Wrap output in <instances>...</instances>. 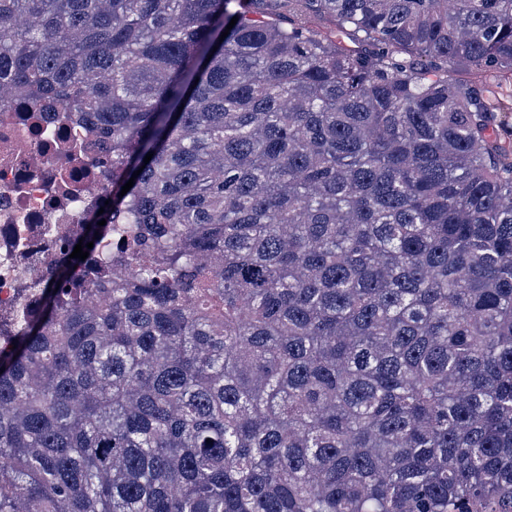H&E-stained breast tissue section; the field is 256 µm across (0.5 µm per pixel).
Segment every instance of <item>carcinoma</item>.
Instances as JSON below:
<instances>
[{"label":"carcinoma","instance_id":"carcinoma-1","mask_svg":"<svg viewBox=\"0 0 512 512\" xmlns=\"http://www.w3.org/2000/svg\"><path fill=\"white\" fill-rule=\"evenodd\" d=\"M231 2L0 0L120 215L0 350V512H512V0ZM278 2H267L264 4H255L256 9L263 11L266 14L264 19L270 22L278 23L283 27H288V16L290 19H295L304 22L309 27L317 28L321 31H330L334 29V22L327 16H314L301 14L300 12L291 10L288 12V3L284 0H277ZM281 1V2H279Z\"/></svg>","mask_w":512,"mask_h":512}]
</instances>
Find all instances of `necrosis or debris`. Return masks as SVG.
<instances>
[{"instance_id": "necrosis-or-debris-1", "label": "necrosis or debris", "mask_w": 512, "mask_h": 512, "mask_svg": "<svg viewBox=\"0 0 512 512\" xmlns=\"http://www.w3.org/2000/svg\"><path fill=\"white\" fill-rule=\"evenodd\" d=\"M81 123L0 107V349L39 307L40 289L87 217L112 196V174L88 152Z\"/></svg>"}]
</instances>
